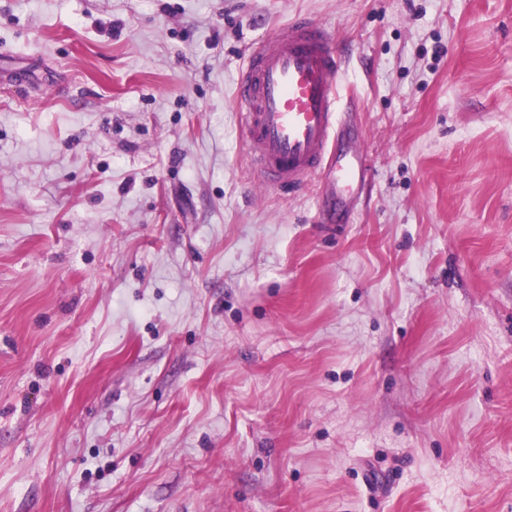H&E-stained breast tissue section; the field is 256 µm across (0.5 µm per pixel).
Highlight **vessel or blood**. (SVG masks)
I'll return each mask as SVG.
<instances>
[{
	"mask_svg": "<svg viewBox=\"0 0 512 512\" xmlns=\"http://www.w3.org/2000/svg\"><path fill=\"white\" fill-rule=\"evenodd\" d=\"M343 63L327 31L303 17L250 55L236 87L256 181L288 194L329 173L335 190L323 212L330 218L346 212L368 173L364 153L339 132Z\"/></svg>",
	"mask_w": 512,
	"mask_h": 512,
	"instance_id": "vessel-or-blood-1",
	"label": "vessel or blood"
}]
</instances>
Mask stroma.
I'll list each match as a JSON object with an SVG mask.
<instances>
[{
  "mask_svg": "<svg viewBox=\"0 0 512 512\" xmlns=\"http://www.w3.org/2000/svg\"><path fill=\"white\" fill-rule=\"evenodd\" d=\"M300 15L346 224L247 159ZM0 512H512V0H0Z\"/></svg>",
  "mask_w": 512,
  "mask_h": 512,
  "instance_id": "35a3bbf8",
  "label": "stroma"
}]
</instances>
